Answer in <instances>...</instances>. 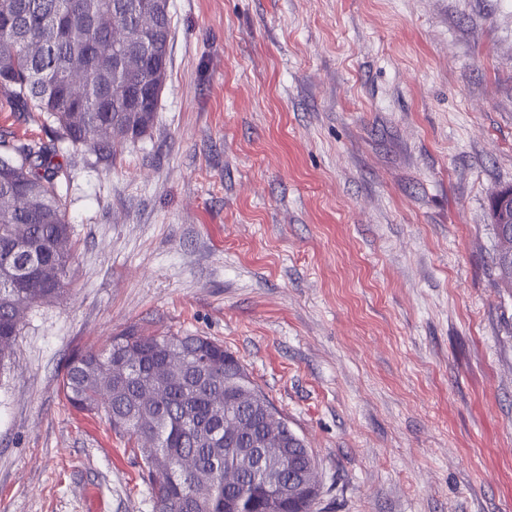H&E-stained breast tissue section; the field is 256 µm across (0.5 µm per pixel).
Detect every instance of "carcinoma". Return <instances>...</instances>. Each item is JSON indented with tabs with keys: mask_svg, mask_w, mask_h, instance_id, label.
<instances>
[{
	"mask_svg": "<svg viewBox=\"0 0 512 512\" xmlns=\"http://www.w3.org/2000/svg\"><path fill=\"white\" fill-rule=\"evenodd\" d=\"M170 37L169 0H0V89L72 146L110 151L153 126L157 105L139 109L134 94L160 96ZM71 70L83 75L79 91L67 85ZM57 157L53 141L0 147V369L26 312L67 293L75 245L61 194L68 165ZM494 230L496 281L512 289V239ZM61 388L136 444L153 512H314L299 492L282 499L276 482L318 476L316 459L286 419H266L270 400L205 336L128 329L75 353ZM246 448L265 449L264 459L241 465ZM172 457L193 468L169 470Z\"/></svg>",
	"mask_w": 512,
	"mask_h": 512,
	"instance_id": "obj_1",
	"label": "carcinoma"
}]
</instances>
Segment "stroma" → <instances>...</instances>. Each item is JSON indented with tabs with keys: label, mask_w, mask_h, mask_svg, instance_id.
I'll return each instance as SVG.
<instances>
[{
	"label": "stroma",
	"mask_w": 512,
	"mask_h": 512,
	"mask_svg": "<svg viewBox=\"0 0 512 512\" xmlns=\"http://www.w3.org/2000/svg\"><path fill=\"white\" fill-rule=\"evenodd\" d=\"M152 128L59 142L68 294L0 370V512H152L62 370L135 326L246 368L319 464L316 512H512V0H169ZM0 93V138L52 140ZM491 220L497 238V249L493 259L496 281L500 288L512 289V239H504L501 224H494L493 200L490 208Z\"/></svg>",
	"instance_id": "35a3bbf8"
}]
</instances>
